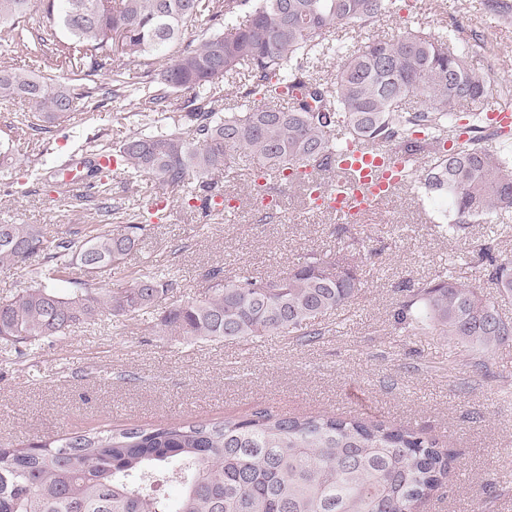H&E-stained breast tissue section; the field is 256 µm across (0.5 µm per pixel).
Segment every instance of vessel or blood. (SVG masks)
<instances>
[{"mask_svg":"<svg viewBox=\"0 0 512 512\" xmlns=\"http://www.w3.org/2000/svg\"><path fill=\"white\" fill-rule=\"evenodd\" d=\"M402 168L383 148H361L346 154L333 182L319 183L318 188L333 195V212L345 223L391 198L401 185Z\"/></svg>","mask_w":512,"mask_h":512,"instance_id":"obj_1","label":"vessel or blood"}]
</instances>
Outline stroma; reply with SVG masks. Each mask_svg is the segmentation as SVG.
I'll return each mask as SVG.
<instances>
[{
  "label": "stroma",
  "mask_w": 512,
  "mask_h": 512,
  "mask_svg": "<svg viewBox=\"0 0 512 512\" xmlns=\"http://www.w3.org/2000/svg\"><path fill=\"white\" fill-rule=\"evenodd\" d=\"M415 17L427 30L458 20L471 66L492 88L512 85V19L485 14L480 0H397L375 26L393 35ZM126 100L78 103L69 121L37 139L16 143L14 169L0 171V224H34L62 233L99 220L94 209H73L53 184L39 185L27 168L54 164L85 138L116 142L128 130L113 123ZM248 160L225 185L237 216H202L168 201L127 266L101 276L124 284L143 265L167 273L174 299L194 298L206 269L281 275L309 255H342L357 266L364 287L344 310L324 320L311 342L280 335L249 342H177L160 333L157 314L117 322L106 315L72 332L66 344L45 346L35 360L0 351V439L27 440L85 431L106 423L128 427L175 420L247 417L259 409L283 415L335 413L423 430L453 457L445 486L419 512H512V338L491 350L444 336H413L394 320L399 287L432 278L454 265L466 282L512 320V295L500 293L474 267L471 245H491L512 260V213L495 212L459 237L440 233L436 212L410 190L377 206L351 226L356 245L342 247L333 217L312 212L291 189L278 222L255 219ZM495 475L494 491L484 482Z\"/></svg>",
  "instance_id": "35a3bbf8"
}]
</instances>
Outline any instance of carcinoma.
<instances>
[{"mask_svg": "<svg viewBox=\"0 0 512 512\" xmlns=\"http://www.w3.org/2000/svg\"><path fill=\"white\" fill-rule=\"evenodd\" d=\"M52 23L37 25L35 3ZM392 0H0V43L52 54L39 69L0 65V100L23 98L37 134L95 95L124 97L133 111L116 121L137 124L106 152L128 177H147L179 191L184 209L229 208L217 172L245 156L253 170L277 179L284 193L315 173H336L343 148L386 146L409 158L408 187L448 217L440 232L456 237L493 212H512V134H501L479 107L491 92L470 66L459 29L407 28L357 48L326 37L330 29L367 30ZM484 10L512 15L508 0H482ZM213 31L188 36L196 24ZM340 60L321 82L309 64ZM134 59L130 77L123 61ZM65 69L67 81L52 78ZM245 73L240 97H284L286 109L218 112L212 85ZM187 94L183 113L163 117L171 97ZM421 100L419 107L405 100ZM472 105L464 111L462 103ZM100 216L119 215L112 171L88 160ZM159 213L127 215L122 231L85 224L51 235L34 224H0V264L24 271L26 283L0 299V346L35 353L67 341L72 328L107 314L133 319L160 311L159 325L188 341H248L274 333L313 340L321 320L345 309L364 286L357 267L315 255L277 278L221 268L203 278L208 292L169 300L173 282L140 269L124 287L83 279L90 266L115 269L135 251L145 224ZM479 266L512 294V262L491 246ZM67 278L62 293L49 282ZM397 322L413 335L435 333L490 348L512 336L495 302L454 269L400 288ZM451 455L409 426L336 414L287 416L262 409L215 422L173 421L65 433L0 446V512H414L448 479ZM174 485L175 499L164 487Z\"/></svg>", "mask_w": 512, "mask_h": 512, "instance_id": "carcinoma-1", "label": "carcinoma"}]
</instances>
